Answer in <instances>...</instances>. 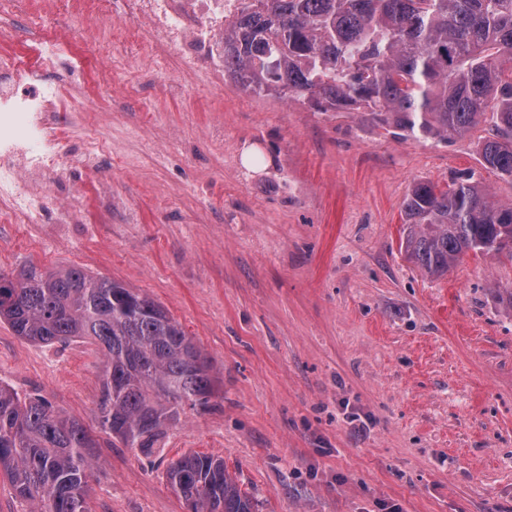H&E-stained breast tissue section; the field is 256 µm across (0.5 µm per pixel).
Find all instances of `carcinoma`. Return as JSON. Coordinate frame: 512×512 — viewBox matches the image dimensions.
<instances>
[{
    "label": "carcinoma",
    "instance_id": "1",
    "mask_svg": "<svg viewBox=\"0 0 512 512\" xmlns=\"http://www.w3.org/2000/svg\"><path fill=\"white\" fill-rule=\"evenodd\" d=\"M224 72L255 94L356 112L395 136L448 142L480 123L481 164L512 179V0H246L224 28ZM401 246L442 277L468 253L512 258V204L473 176L418 182ZM0 319L34 343L88 340L105 358L98 422L150 456L185 410L216 393L211 361L154 299L79 268L0 273ZM96 439L42 395L0 384V475L39 512H89ZM188 512H255L224 459L167 468Z\"/></svg>",
    "mask_w": 512,
    "mask_h": 512
}]
</instances>
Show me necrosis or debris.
<instances>
[{
    "label": "necrosis or debris",
    "mask_w": 512,
    "mask_h": 512,
    "mask_svg": "<svg viewBox=\"0 0 512 512\" xmlns=\"http://www.w3.org/2000/svg\"><path fill=\"white\" fill-rule=\"evenodd\" d=\"M125 15L163 31L185 66L224 71V23L243 0H122ZM74 19L88 23L87 37L101 51L112 44V0H76ZM54 50L44 47L40 61L0 54V169L25 173L23 189L40 194L58 172V147L72 132L54 120L62 109L68 77L50 74Z\"/></svg>",
    "instance_id": "4bbe7bcc"
}]
</instances>
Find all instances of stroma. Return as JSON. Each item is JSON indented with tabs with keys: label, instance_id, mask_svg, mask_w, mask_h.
<instances>
[{
	"label": "stroma",
	"instance_id": "35a3bbf8",
	"mask_svg": "<svg viewBox=\"0 0 512 512\" xmlns=\"http://www.w3.org/2000/svg\"><path fill=\"white\" fill-rule=\"evenodd\" d=\"M0 15L28 54L55 31L76 137L41 201L0 173L31 224L0 223V272L80 268L161 304L210 358L217 394L149 457L101 433L104 357L91 342L32 343L0 322V382L40 394L98 437L89 512H187L168 464L224 459L259 512H512V260L465 255L429 276L400 248L413 183L474 172L494 202L477 125L450 143L394 138L184 67L165 35L112 15L104 60L71 17ZM266 166L249 170L245 150Z\"/></svg>",
	"mask_w": 512,
	"mask_h": 512
}]
</instances>
